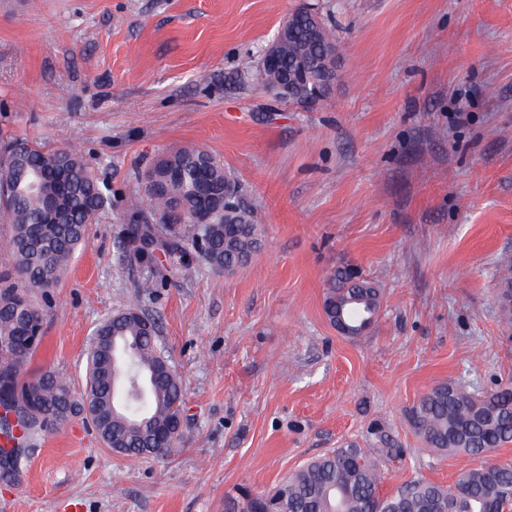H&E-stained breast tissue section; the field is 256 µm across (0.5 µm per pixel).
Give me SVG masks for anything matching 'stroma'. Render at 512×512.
I'll list each match as a JSON object with an SVG mask.
<instances>
[{"label":"stroma","mask_w":512,"mask_h":512,"mask_svg":"<svg viewBox=\"0 0 512 512\" xmlns=\"http://www.w3.org/2000/svg\"><path fill=\"white\" fill-rule=\"evenodd\" d=\"M319 7L341 76L302 107L255 77L284 18ZM78 147L112 190L46 310L31 365L83 392L96 327L152 265L115 263L142 172L193 144L217 155L263 228L231 275L191 259L143 297L181 375L183 426L163 458L114 454L77 417L9 480L0 512H224L382 424L409 456L384 491L448 486L406 416L432 387L512 382L499 301L512 262V0H0V145ZM383 292L340 335L323 312L337 267Z\"/></svg>","instance_id":"1"}]
</instances>
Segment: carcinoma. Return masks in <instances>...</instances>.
I'll list each match as a JSON object with an SVG mask.
<instances>
[{
	"label": "carcinoma",
	"instance_id": "1",
	"mask_svg": "<svg viewBox=\"0 0 512 512\" xmlns=\"http://www.w3.org/2000/svg\"><path fill=\"white\" fill-rule=\"evenodd\" d=\"M295 29L288 31L281 49V69L265 72L276 83L295 62L312 63L324 48L336 42L332 28L316 41L307 29L309 11H294ZM0 154V187L9 189L0 213L10 224L8 246L13 271L0 274V407L16 414V423L0 417V433L16 445L0 455V467L15 466L26 449L56 431L72 410L83 403L58 372L39 370L43 379L33 389L28 365L42 337L28 335L32 324L43 322V312L32 299L52 296L66 276L74 255L85 245L87 225L110 206L108 188L75 148L49 150L36 142L16 141ZM63 171L67 188L54 217L46 201L58 193L54 180L29 189L34 171ZM169 176L165 190H145L127 199L124 243L117 253L120 265L142 255L160 252L164 260L135 285V296L124 312H139L140 298L169 283L177 264L195 251L214 273H230L244 265L261 247L254 212L233 200L227 208L212 206L224 192V163L197 146H184L159 159L150 168ZM212 213L199 229L192 216ZM139 241L147 252L130 246ZM500 300L505 321L512 323V264L501 276ZM382 291L358 269L342 266L329 278L324 312L339 332L360 335L376 322ZM121 336L139 373L153 376L146 400L117 409L112 398V337ZM167 354L158 343V331L115 315L103 321L91 340L85 368V396L96 411V427L108 434L128 457H162L168 446H155L154 434L180 412L183 381L166 365ZM410 419L427 447L450 455L465 454L483 461L463 469L456 482L444 486L415 477L385 493V464L401 461L409 451L377 436L379 448L349 445L315 457L288 474L272 491L236 498L239 507L224 503V512H504L512 506V462L491 458V452L512 442V385L478 395L455 383H441L412 407Z\"/></svg>",
	"mask_w": 512,
	"mask_h": 512
}]
</instances>
